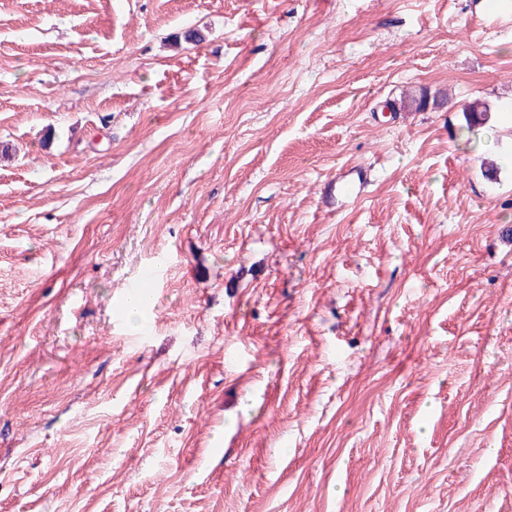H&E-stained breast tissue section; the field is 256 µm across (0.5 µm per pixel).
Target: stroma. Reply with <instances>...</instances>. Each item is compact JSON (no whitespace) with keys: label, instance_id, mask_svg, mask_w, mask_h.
<instances>
[{"label":"stroma","instance_id":"1","mask_svg":"<svg viewBox=\"0 0 512 512\" xmlns=\"http://www.w3.org/2000/svg\"><path fill=\"white\" fill-rule=\"evenodd\" d=\"M511 107L512 0H0V512H512Z\"/></svg>","mask_w":512,"mask_h":512}]
</instances>
